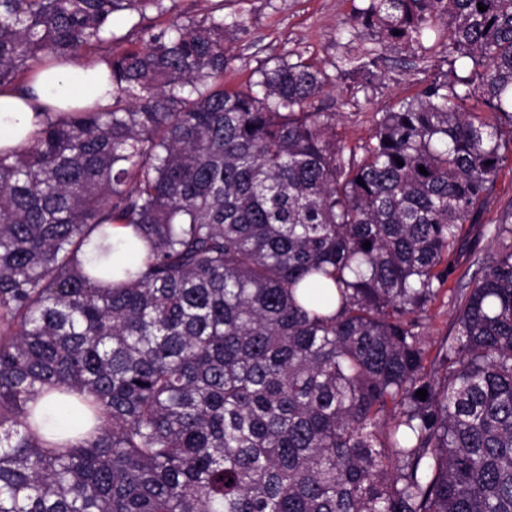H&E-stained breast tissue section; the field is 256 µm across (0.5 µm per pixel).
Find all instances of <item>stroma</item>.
I'll return each instance as SVG.
<instances>
[{
  "mask_svg": "<svg viewBox=\"0 0 512 512\" xmlns=\"http://www.w3.org/2000/svg\"><path fill=\"white\" fill-rule=\"evenodd\" d=\"M187 15L222 7L242 15L244 27L231 38L236 56L224 80L245 84L266 60H307L327 69L335 82L318 99L323 111L336 115V135L345 142L368 138L372 113L396 106L435 79L451 77L450 59L432 51H413L358 25L364 0H179ZM369 53L375 63L356 70L353 56ZM512 213V161H507L488 195L481 215L486 225Z\"/></svg>",
  "mask_w": 512,
  "mask_h": 512,
  "instance_id": "1",
  "label": "stroma"
}]
</instances>
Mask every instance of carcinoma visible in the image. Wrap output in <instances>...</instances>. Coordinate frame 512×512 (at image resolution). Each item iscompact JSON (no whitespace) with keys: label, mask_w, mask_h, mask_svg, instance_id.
<instances>
[{"label":"carcinoma","mask_w":512,"mask_h":512,"mask_svg":"<svg viewBox=\"0 0 512 512\" xmlns=\"http://www.w3.org/2000/svg\"><path fill=\"white\" fill-rule=\"evenodd\" d=\"M358 21L472 69L348 145L323 69L224 83L235 14L0 0V87L104 44L112 81L111 109L44 105L0 149V512H512V217L480 224L512 153V0ZM114 224L147 253L105 287L80 256L112 272ZM447 296L432 357L422 314ZM49 390L92 414L79 444L32 427Z\"/></svg>","instance_id":"obj_1"}]
</instances>
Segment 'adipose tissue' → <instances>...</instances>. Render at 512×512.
Listing matches in <instances>:
<instances>
[{"label":"adipose tissue","mask_w":512,"mask_h":512,"mask_svg":"<svg viewBox=\"0 0 512 512\" xmlns=\"http://www.w3.org/2000/svg\"><path fill=\"white\" fill-rule=\"evenodd\" d=\"M107 67L97 63L82 65H47L30 77L33 97H25L14 87L0 88V148L14 147L33 133L39 122L34 103L50 105L58 112L98 103L112 104L105 78ZM34 420L39 434L48 441H80L82 418L70 401L61 395L39 397L34 404Z\"/></svg>","instance_id":"ef3b65f1"}]
</instances>
